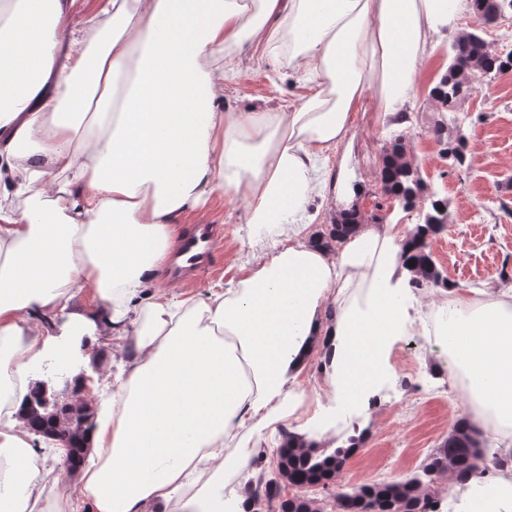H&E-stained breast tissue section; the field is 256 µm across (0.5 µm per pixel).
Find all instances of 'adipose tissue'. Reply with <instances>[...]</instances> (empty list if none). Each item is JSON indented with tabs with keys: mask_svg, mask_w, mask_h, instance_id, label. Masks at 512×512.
I'll return each instance as SVG.
<instances>
[{
	"mask_svg": "<svg viewBox=\"0 0 512 512\" xmlns=\"http://www.w3.org/2000/svg\"><path fill=\"white\" fill-rule=\"evenodd\" d=\"M456 20L441 0H0V512H73L76 496L93 512H245L225 507L224 476L253 425L295 413L289 381L313 354L336 400L363 405L412 328L401 231L358 224L334 253L299 219L368 77L403 111ZM245 45L287 50L298 101L225 110ZM218 189L289 245L172 304L152 288L175 227ZM60 310L65 328L45 330ZM112 335L129 360L82 460L35 453L33 369ZM441 346L469 380V422L512 429V297L449 314Z\"/></svg>",
	"mask_w": 512,
	"mask_h": 512,
	"instance_id": "obj_1",
	"label": "adipose tissue"
}]
</instances>
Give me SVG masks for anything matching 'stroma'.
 Masks as SVG:
<instances>
[{
    "instance_id": "obj_1",
    "label": "stroma",
    "mask_w": 512,
    "mask_h": 512,
    "mask_svg": "<svg viewBox=\"0 0 512 512\" xmlns=\"http://www.w3.org/2000/svg\"><path fill=\"white\" fill-rule=\"evenodd\" d=\"M451 40V35H442L435 51L419 59L418 88L405 107L407 122H397L395 115L382 112L378 95L368 91L365 108L354 113L347 138L323 163L328 173L323 196L311 200L304 215L313 235L340 221L350 208L368 224L378 211L387 212L391 224L418 223L417 211L389 209L379 190L384 149L398 137L403 138L424 188L448 206V223L432 237L431 253L453 291L445 294L433 287L410 288L416 328L393 345L386 374L367 408L345 407L331 397L319 359H312L293 383L304 398L290 420V430L320 439L322 448L330 451L358 439V447L338 478L348 490L373 482L387 464L392 465L396 477L413 475L452 424L468 413L469 403L456 377L439 372L445 364L443 351L419 338L430 308L445 300L463 306L512 286V70L490 74L478 92L461 99L453 110L440 112L430 86L448 69ZM302 85L301 75L292 72L284 59H257L246 50L224 105L239 111H261L296 100ZM440 120L447 135L461 134L468 139L470 148L463 164L452 163L432 145L430 131ZM248 214L245 202L228 203L220 190L204 206L190 210L185 223L204 220L221 228L214 270L188 286L158 282L156 292L175 300L204 299L227 288L237 275L236 259L246 248L237 230L244 226ZM126 360L127 352L117 339L106 338L88 355L76 358L65 373H57L47 362L38 377L47 381L51 392L64 398L73 395L76 380H83L89 387L88 400L96 405L102 393L117 390L115 376ZM408 368L416 387L406 391L397 377ZM274 429L270 423L250 434L249 445L261 464L243 467L235 476L225 478V498L244 492L260 471L275 469L277 456L270 442Z\"/></svg>"
}]
</instances>
